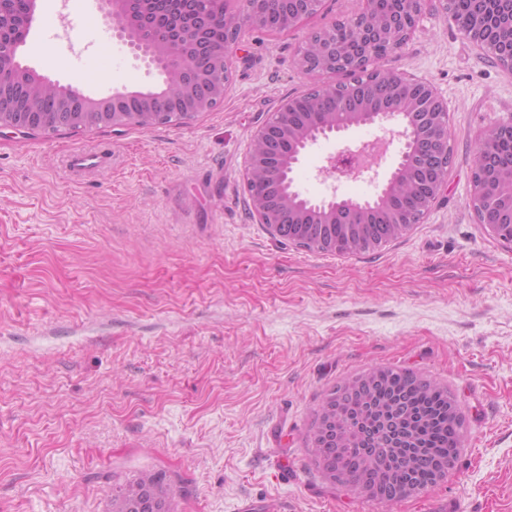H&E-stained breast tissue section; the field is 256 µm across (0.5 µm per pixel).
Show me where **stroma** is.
Segmentation results:
<instances>
[{
    "label": "stroma",
    "mask_w": 512,
    "mask_h": 512,
    "mask_svg": "<svg viewBox=\"0 0 512 512\" xmlns=\"http://www.w3.org/2000/svg\"><path fill=\"white\" fill-rule=\"evenodd\" d=\"M37 5L23 65L94 98L158 84L95 0ZM355 5L246 33L223 102L187 123L0 132V512H107L145 471L165 474L175 512H512V246L470 203L477 144L512 118V71L427 0L382 62L448 103V179L421 223L339 255L248 214L255 131L321 83L297 50ZM343 141L302 155L304 196L328 195L320 171ZM94 148L111 166L66 169ZM379 368L447 387L463 418L454 470L387 506L309 451L325 395Z\"/></svg>",
    "instance_id": "obj_1"
}]
</instances>
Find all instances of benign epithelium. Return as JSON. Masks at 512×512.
Masks as SVG:
<instances>
[{"label": "benign epithelium", "mask_w": 512, "mask_h": 512, "mask_svg": "<svg viewBox=\"0 0 512 512\" xmlns=\"http://www.w3.org/2000/svg\"><path fill=\"white\" fill-rule=\"evenodd\" d=\"M189 0L197 13L183 27L175 30L156 29L149 21L153 0H102L113 16L116 36L147 66L161 77L157 91L115 90L107 97L95 99L67 86L51 82L20 66L17 51L20 43L4 41V30L12 19V0H0V115L13 112L20 119L0 129H14L24 134L46 129L38 110H19L16 101L22 97L34 99L46 90L58 98V112L112 114V126H124L132 120L151 123L184 122L207 112L224 99L232 79V49L250 29L270 30L266 17L248 7V0H233L236 8L227 10L224 0L219 8H202L201 2ZM323 0H277L278 22L283 31L298 26L318 12ZM426 0H403L404 9L389 14L381 21L372 19L375 0H360V6L341 25L350 29L356 40L355 50L345 55L336 45V26L311 32L299 48L296 66L305 72L331 77L315 87L323 95H336L332 77L344 68L358 74H385L402 89V97L393 102H378L359 94L358 111H349L350 100L336 101V111L323 122L314 124L305 113L295 111L296 99L283 100L279 108L257 129L251 142L244 167V191L250 217L258 224H392L407 232L419 223L438 198L448 175V103L434 84L426 79L395 73L375 66L380 60L378 46L387 45L386 54L401 49L409 39L424 8ZM215 25L226 31L225 48L211 49L203 40L204 33ZM460 33L482 53L499 65L512 70V19L499 26L497 35L489 34L485 14L476 12L457 20ZM177 77L180 89H170V79ZM397 127L401 143L391 171L380 176V161L390 142H385L375 158L371 145L348 143L328 160L322 170L323 178L332 180L333 196L313 202L301 196L294 187L292 172L299 156L321 138L339 135L365 126ZM512 136V120L492 127L481 139L473 171L472 207L482 215L484 199L494 193L512 212V165L499 172L495 180L483 177L487 161L486 145L499 136ZM432 154L439 163L437 175L421 184L411 169L409 153L414 141ZM348 178L366 179L379 184L376 195L368 200H353L338 195L339 184ZM408 189L410 201L401 209L384 207L390 197ZM389 431L380 430L372 437V446L358 448L365 464L374 463L373 449L388 440ZM456 463V457L433 456L429 461L431 483L442 480Z\"/></svg>", "instance_id": "benign-epithelium-1"}]
</instances>
